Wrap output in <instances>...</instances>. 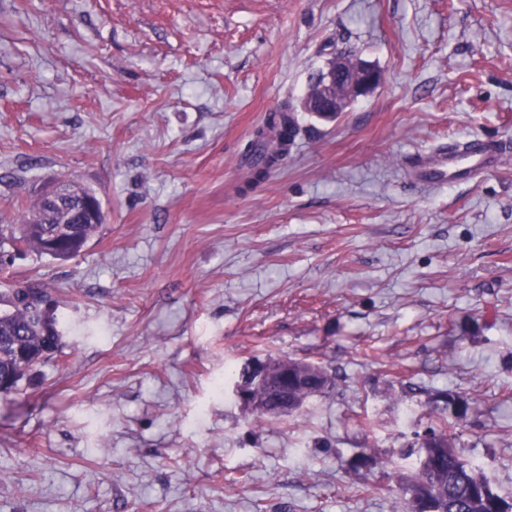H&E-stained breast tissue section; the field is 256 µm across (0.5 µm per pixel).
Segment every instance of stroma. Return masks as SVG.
Returning <instances> with one entry per match:
<instances>
[{"label": "stroma", "instance_id": "1", "mask_svg": "<svg viewBox=\"0 0 512 512\" xmlns=\"http://www.w3.org/2000/svg\"><path fill=\"white\" fill-rule=\"evenodd\" d=\"M340 51L380 85L297 112L245 189L254 131ZM469 137L507 143L496 171L414 182ZM61 180L103 222L0 272L63 333L0 395V512H398L442 390L512 496V0H0V225ZM284 356L333 389L245 413L226 371Z\"/></svg>", "mask_w": 512, "mask_h": 512}]
</instances>
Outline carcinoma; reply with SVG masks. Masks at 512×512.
Returning a JSON list of instances; mask_svg holds the SVG:
<instances>
[{
    "label": "carcinoma",
    "instance_id": "cac0c4a2",
    "mask_svg": "<svg viewBox=\"0 0 512 512\" xmlns=\"http://www.w3.org/2000/svg\"><path fill=\"white\" fill-rule=\"evenodd\" d=\"M300 128L294 117L284 111L273 113L265 127L254 133L250 145L251 183L262 181L274 163L284 160L288 147L295 143ZM64 216L50 207L45 198H38L21 224L9 227V234L0 229V266L7 264L5 246L22 242L40 255L68 259L77 255L99 224H80L79 238L52 246L37 230V223L53 227ZM47 293L32 283L0 289V377L11 382L15 391L19 383L38 365L44 363L58 348V341L45 333L35 303ZM434 406L439 422L428 428L424 437L437 441V464L417 465L415 472L400 487L399 499L407 504L420 491H427L437 512H489L487 503L475 490L489 486L480 474V467L463 458L456 450L459 429L466 426L467 402L455 393H438Z\"/></svg>",
    "mask_w": 512,
    "mask_h": 512
}]
</instances>
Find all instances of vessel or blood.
<instances>
[{
	"mask_svg": "<svg viewBox=\"0 0 512 512\" xmlns=\"http://www.w3.org/2000/svg\"><path fill=\"white\" fill-rule=\"evenodd\" d=\"M502 149L479 138L463 141L458 148H441L413 156L414 173L423 184H440L448 178H464L498 166Z\"/></svg>",
	"mask_w": 512,
	"mask_h": 512,
	"instance_id": "1",
	"label": "vessel or blood"
}]
</instances>
